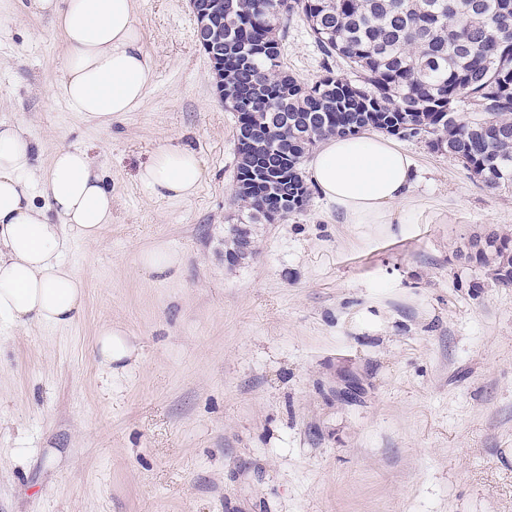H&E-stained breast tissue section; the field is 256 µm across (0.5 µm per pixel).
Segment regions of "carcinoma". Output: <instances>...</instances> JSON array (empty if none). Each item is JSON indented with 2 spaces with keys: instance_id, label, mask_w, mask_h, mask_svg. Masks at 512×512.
Returning a JSON list of instances; mask_svg holds the SVG:
<instances>
[{
  "instance_id": "cac0c4a2",
  "label": "carcinoma",
  "mask_w": 512,
  "mask_h": 512,
  "mask_svg": "<svg viewBox=\"0 0 512 512\" xmlns=\"http://www.w3.org/2000/svg\"><path fill=\"white\" fill-rule=\"evenodd\" d=\"M281 10L303 15L324 54L342 59L359 82L328 74L308 86L284 71V33L267 41ZM212 40L225 44L237 131L288 113L257 154L278 166L290 214L309 195L301 165L310 147L369 128L431 135L433 148L488 188H512V0H234ZM465 100L475 115L461 120ZM262 173L251 156L240 157L237 182L247 190L237 200L252 218L277 204ZM458 256L512 285L511 232L492 231Z\"/></svg>"
}]
</instances>
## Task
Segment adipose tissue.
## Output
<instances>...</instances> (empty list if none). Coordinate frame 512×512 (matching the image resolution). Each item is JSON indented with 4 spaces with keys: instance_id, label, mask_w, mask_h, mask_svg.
<instances>
[{
    "instance_id": "obj_1",
    "label": "adipose tissue",
    "mask_w": 512,
    "mask_h": 512,
    "mask_svg": "<svg viewBox=\"0 0 512 512\" xmlns=\"http://www.w3.org/2000/svg\"><path fill=\"white\" fill-rule=\"evenodd\" d=\"M53 17L67 57L54 91L71 111L109 122L140 107L154 72L142 46L135 0H34ZM19 123H0V323L68 325L84 309L85 285L65 262L72 240H96L112 221V191L80 149L56 150L48 166ZM412 160L389 138L324 140L309 175L352 224H382L408 201ZM203 178L196 153L168 143L138 181L160 198L189 199Z\"/></svg>"
}]
</instances>
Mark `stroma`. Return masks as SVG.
I'll list each match as a JSON object with an SVG mask.
<instances>
[{
	"instance_id": "obj_1",
	"label": "stroma",
	"mask_w": 512,
	"mask_h": 512,
	"mask_svg": "<svg viewBox=\"0 0 512 512\" xmlns=\"http://www.w3.org/2000/svg\"><path fill=\"white\" fill-rule=\"evenodd\" d=\"M136 18L154 83L104 124L52 96L53 19L0 0V122L44 165L88 151L112 189L111 223L65 256L82 316L0 324V512H512V287L456 257L512 231V188L404 138L416 182L389 223H349L313 187L228 263L236 117L188 0H136ZM281 62L307 85L350 76L296 14ZM169 141L202 162L191 199L137 179ZM159 245L181 259L161 274L139 262ZM107 322L135 348L114 373L94 352Z\"/></svg>"
}]
</instances>
